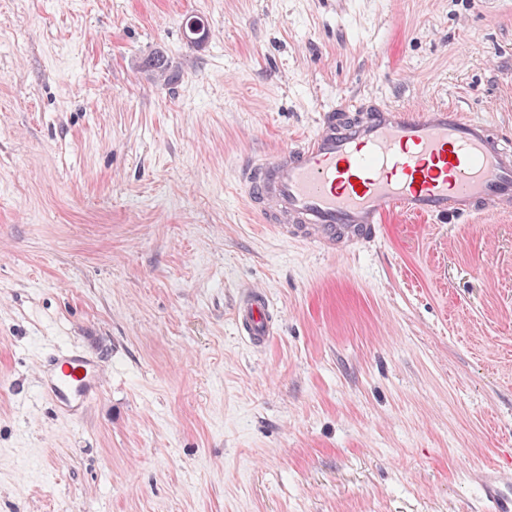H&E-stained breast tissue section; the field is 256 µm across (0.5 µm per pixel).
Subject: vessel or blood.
Wrapping results in <instances>:
<instances>
[{
    "instance_id": "b4317fda",
    "label": "vessel or blood",
    "mask_w": 512,
    "mask_h": 512,
    "mask_svg": "<svg viewBox=\"0 0 512 512\" xmlns=\"http://www.w3.org/2000/svg\"><path fill=\"white\" fill-rule=\"evenodd\" d=\"M250 210L287 239L333 253L376 239L393 217L437 221L512 212V135L448 107L362 100L320 113L307 137L239 163ZM235 323L250 345L271 335L269 299L254 289ZM58 413L78 419L104 386L99 357L71 347L40 369ZM491 512H512V485L482 484Z\"/></svg>"
}]
</instances>
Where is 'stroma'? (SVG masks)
Masks as SVG:
<instances>
[{
    "label": "stroma",
    "mask_w": 512,
    "mask_h": 512,
    "mask_svg": "<svg viewBox=\"0 0 512 512\" xmlns=\"http://www.w3.org/2000/svg\"><path fill=\"white\" fill-rule=\"evenodd\" d=\"M369 96L512 128V0H0V512H485L512 215L331 254L240 196L244 155ZM74 345L107 381L69 421L39 368ZM269 303L264 290L254 289L247 292L238 306L235 316L237 329L252 346H261L273 331Z\"/></svg>",
    "instance_id": "stroma-1"
}]
</instances>
